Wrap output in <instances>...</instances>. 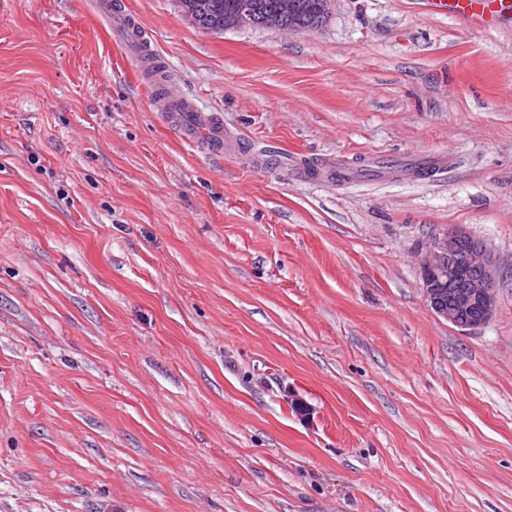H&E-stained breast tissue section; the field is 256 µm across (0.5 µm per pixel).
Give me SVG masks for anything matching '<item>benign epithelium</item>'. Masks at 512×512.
<instances>
[{
    "mask_svg": "<svg viewBox=\"0 0 512 512\" xmlns=\"http://www.w3.org/2000/svg\"><path fill=\"white\" fill-rule=\"evenodd\" d=\"M332 0H316L311 19L300 27L293 22L299 4L278 0L277 11L266 19V26L279 30L311 31L322 26ZM257 0H236L224 16V28L252 27L258 23ZM424 297L431 310L449 323L465 330L486 324L495 310L497 272L483 244L468 231L455 228L432 240L420 263ZM464 283V291L449 293Z\"/></svg>",
    "mask_w": 512,
    "mask_h": 512,
    "instance_id": "7a95c632",
    "label": "benign epithelium"
}]
</instances>
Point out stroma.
Returning a JSON list of instances; mask_svg holds the SVG:
<instances>
[{
	"label": "stroma",
	"mask_w": 512,
	"mask_h": 512,
	"mask_svg": "<svg viewBox=\"0 0 512 512\" xmlns=\"http://www.w3.org/2000/svg\"><path fill=\"white\" fill-rule=\"evenodd\" d=\"M117 2L227 143L89 0H0V512H512V19ZM459 226L498 271L474 330L422 289ZM206 1L210 4V8L206 13L200 14L198 24L197 10L207 7L206 2H200L195 8L183 12L185 20L192 26L197 24L196 28L202 31L218 33L228 28L252 27L258 23L256 16L260 8L258 0ZM227 12L229 13L226 14ZM300 2L301 11L295 19L299 4L296 0H278L277 11L267 16L266 26L277 28L279 30L293 32V31H311L322 26L324 20L328 16L329 6L332 0H298ZM316 2V3H315ZM315 4V10L310 18L311 6ZM288 18V23H287ZM307 22V23H306ZM306 23V24H305ZM305 24V25H304ZM304 25V26H303ZM302 26V27H299ZM181 108L178 111H173L170 109H165V112H178V116L180 120H183L185 113H192L194 117L193 122L190 125L184 127V137L187 139H197L199 137H203L209 147L213 151L222 152L224 149V129L220 125L213 122L212 120L206 118L199 112H202L197 109L194 102L189 98H181Z\"/></svg>",
	"instance_id": "stroma-1"
}]
</instances>
